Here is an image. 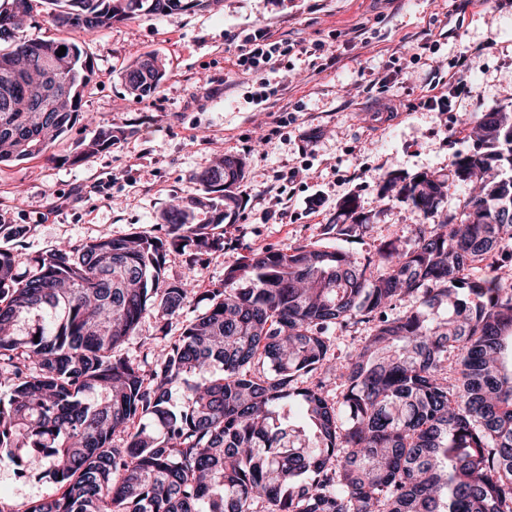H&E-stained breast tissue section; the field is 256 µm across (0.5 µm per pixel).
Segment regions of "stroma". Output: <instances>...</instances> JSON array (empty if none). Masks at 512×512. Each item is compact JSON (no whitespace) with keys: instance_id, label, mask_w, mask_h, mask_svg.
<instances>
[{"instance_id":"obj_1","label":"stroma","mask_w":512,"mask_h":512,"mask_svg":"<svg viewBox=\"0 0 512 512\" xmlns=\"http://www.w3.org/2000/svg\"><path fill=\"white\" fill-rule=\"evenodd\" d=\"M262 31L291 49L275 69L243 71L241 49ZM79 41L95 62L84 121L48 155L0 164V222L28 227L14 242L0 234L19 269L61 244L164 235V213L198 197L200 172L226 156L245 162L243 206L223 227V250L167 256L165 279L196 288L181 316L145 318L121 347L146 371L153 352L205 310L225 267L252 252L316 243L364 255L411 243L424 217L383 199V178L447 173L474 144L472 122L512 108V0H219L139 15ZM149 54L165 75L138 98L122 74ZM270 88L277 96L257 102ZM432 96L441 103L430 110L423 102ZM106 122L124 130L111 150L61 163ZM348 199L370 226L339 240L327 227ZM56 492L40 472L0 467V501L15 512Z\"/></svg>"}]
</instances>
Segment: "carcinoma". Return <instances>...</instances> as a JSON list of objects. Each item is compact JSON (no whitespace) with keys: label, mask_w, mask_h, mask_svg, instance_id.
I'll return each mask as SVG.
<instances>
[{"label":"carcinoma","mask_w":512,"mask_h":512,"mask_svg":"<svg viewBox=\"0 0 512 512\" xmlns=\"http://www.w3.org/2000/svg\"><path fill=\"white\" fill-rule=\"evenodd\" d=\"M18 1L26 17L56 6L50 22L82 34L212 2L0 0V41L12 42L0 49L1 164L42 156L72 129L94 72L74 41L14 39ZM57 61L67 91L45 101L20 70ZM163 77L142 59L123 71L141 98ZM477 127L448 174L385 179L383 197L430 220L410 246L253 253L224 269L149 372L120 348L146 316L181 314L191 285L163 279L165 257L223 247L214 227L241 209L243 159L197 177L222 206L209 224L173 207L163 237L63 245L20 275L1 247L0 465L40 469L58 487L25 512H512V111ZM123 135L99 125L74 160ZM483 173L461 217L439 212L449 180ZM340 214L349 223L331 225L336 235L368 228L354 200ZM405 298L418 304L395 312ZM358 316L372 331L338 362L327 333ZM319 372L340 380V399L306 382Z\"/></svg>","instance_id":"1"}]
</instances>
